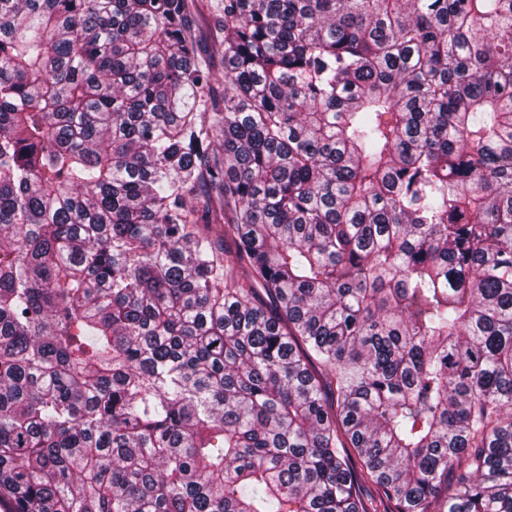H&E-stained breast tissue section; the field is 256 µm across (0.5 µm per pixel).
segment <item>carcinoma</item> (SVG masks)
Returning <instances> with one entry per match:
<instances>
[{
  "label": "carcinoma",
  "mask_w": 512,
  "mask_h": 512,
  "mask_svg": "<svg viewBox=\"0 0 512 512\" xmlns=\"http://www.w3.org/2000/svg\"><path fill=\"white\" fill-rule=\"evenodd\" d=\"M192 7L0 0V505L512 512V0ZM194 5L200 28L202 55L211 66L217 94L223 96L224 45L214 26L215 13L221 6V0H195Z\"/></svg>",
  "instance_id": "obj_1"
}]
</instances>
